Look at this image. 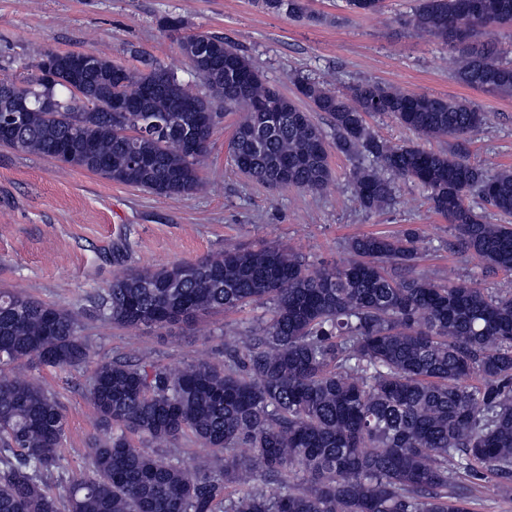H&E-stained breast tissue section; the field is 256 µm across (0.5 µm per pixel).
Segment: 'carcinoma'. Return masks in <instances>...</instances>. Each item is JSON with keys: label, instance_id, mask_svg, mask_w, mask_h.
I'll return each instance as SVG.
<instances>
[{"label": "carcinoma", "instance_id": "obj_1", "mask_svg": "<svg viewBox=\"0 0 512 512\" xmlns=\"http://www.w3.org/2000/svg\"><path fill=\"white\" fill-rule=\"evenodd\" d=\"M375 15L382 0H345ZM302 14V0H263ZM409 25L460 51L457 80L512 94V61L469 40L512 26V0H421ZM217 51L206 93L160 66L146 71L90 53L88 87L64 75L69 55L41 54L39 74L0 81V145L59 160L159 196L203 188L200 169L217 120L240 112L228 143L234 168L272 189L319 193L336 150L353 160L359 206L395 202V183L428 192L455 247L512 274V224L476 212V196L512 216V169L468 162L466 137L485 123L470 102L361 83L346 92L302 78L297 98L275 90L224 37L177 40ZM135 112L114 99L136 94ZM198 101L210 115L191 112ZM275 102L280 125L257 143L252 107ZM388 114L446 152L390 144L365 124ZM420 229L350 239L344 262L311 267L290 249L231 248L119 276L96 311L121 327L156 331L217 312L268 305L260 332L224 342V365L181 368L102 361L88 378L97 429L84 467L59 453L66 414L24 363L78 369L91 359L86 310L0 290V512H473L512 490V291L447 284L415 272ZM191 436L214 455L186 465L149 448ZM259 473L264 486L246 487ZM64 484L65 495L56 494Z\"/></svg>", "mask_w": 512, "mask_h": 512}]
</instances>
